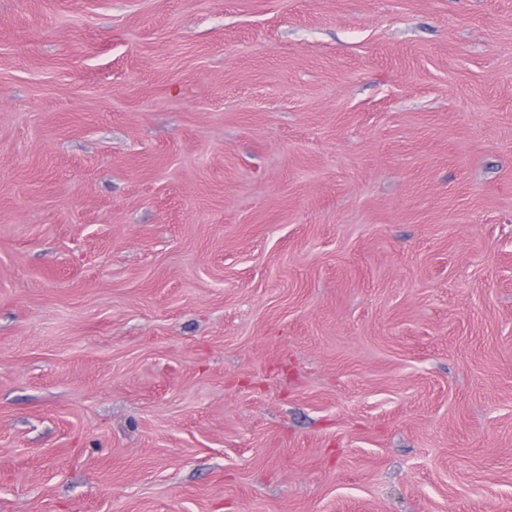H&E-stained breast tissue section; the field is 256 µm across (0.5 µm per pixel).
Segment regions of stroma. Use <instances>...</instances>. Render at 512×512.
I'll return each instance as SVG.
<instances>
[{"label":"stroma","instance_id":"35a3bbf8","mask_svg":"<svg viewBox=\"0 0 512 512\" xmlns=\"http://www.w3.org/2000/svg\"><path fill=\"white\" fill-rule=\"evenodd\" d=\"M0 512H512V0H0Z\"/></svg>","mask_w":512,"mask_h":512}]
</instances>
